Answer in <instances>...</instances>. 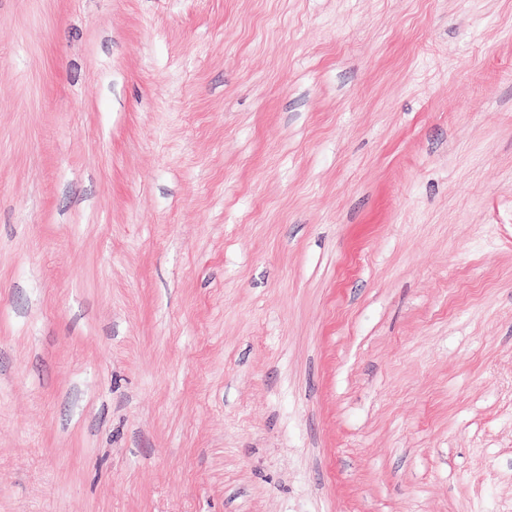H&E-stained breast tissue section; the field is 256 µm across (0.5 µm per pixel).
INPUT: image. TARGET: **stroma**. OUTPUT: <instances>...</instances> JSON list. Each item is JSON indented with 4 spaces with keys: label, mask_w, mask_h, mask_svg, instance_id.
Listing matches in <instances>:
<instances>
[{
    "label": "stroma",
    "mask_w": 512,
    "mask_h": 512,
    "mask_svg": "<svg viewBox=\"0 0 512 512\" xmlns=\"http://www.w3.org/2000/svg\"><path fill=\"white\" fill-rule=\"evenodd\" d=\"M0 512H512V0H0Z\"/></svg>",
    "instance_id": "1"
}]
</instances>
